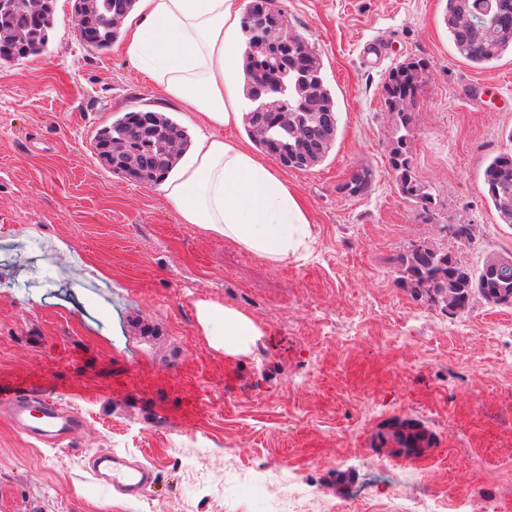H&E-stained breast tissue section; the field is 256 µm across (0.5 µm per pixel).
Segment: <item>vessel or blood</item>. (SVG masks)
I'll return each mask as SVG.
<instances>
[{
	"instance_id": "1",
	"label": "vessel or blood",
	"mask_w": 512,
	"mask_h": 512,
	"mask_svg": "<svg viewBox=\"0 0 512 512\" xmlns=\"http://www.w3.org/2000/svg\"><path fill=\"white\" fill-rule=\"evenodd\" d=\"M6 408L9 422L18 433L34 440L60 445L71 439L82 428V420L63 408L48 392L37 391L23 384L0 388V408ZM93 464L109 463L106 484L118 490L137 491L153 480V472L144 466L127 470L117 465L114 455L98 451L92 456Z\"/></svg>"
}]
</instances>
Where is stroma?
Wrapping results in <instances>:
<instances>
[{"instance_id":"1","label":"stroma","mask_w":512,"mask_h":512,"mask_svg":"<svg viewBox=\"0 0 512 512\" xmlns=\"http://www.w3.org/2000/svg\"><path fill=\"white\" fill-rule=\"evenodd\" d=\"M278 3L320 50L339 115L321 165L282 171L311 215L308 250L282 262L182 223L157 185L99 162L97 132L125 113L190 115L116 47L82 46L72 0H56L39 54L0 64V384L48 390L85 421L49 447L0 415V512H286L296 489L298 512H333L392 468L403 489L379 486L352 512H401L405 489L454 512L478 487L512 512V307L448 314L398 286L395 263L423 241L474 268L512 254L482 177L512 153V55L470 67L446 0ZM409 59L427 63L409 139L427 213L388 161L383 83ZM363 166L370 192L344 196ZM460 222L469 243L442 230ZM202 300L262 326L251 353L211 347ZM407 420L433 436L413 461L378 438ZM99 450L151 467V486L97 482Z\"/></svg>"}]
</instances>
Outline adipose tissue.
Returning <instances> with one entry per match:
<instances>
[{"label": "adipose tissue", "instance_id": "ef3b65f1", "mask_svg": "<svg viewBox=\"0 0 512 512\" xmlns=\"http://www.w3.org/2000/svg\"><path fill=\"white\" fill-rule=\"evenodd\" d=\"M124 52L160 96L192 115L194 135L160 191L183 223L196 224L273 262L307 248L308 212L287 181L239 140L244 123L240 0H136ZM215 349L250 353L261 326L213 301L196 305Z\"/></svg>", "mask_w": 512, "mask_h": 512}]
</instances>
